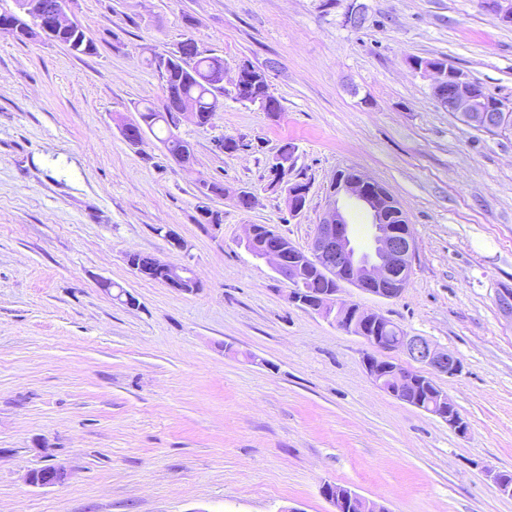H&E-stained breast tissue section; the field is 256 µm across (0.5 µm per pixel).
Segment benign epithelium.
I'll return each instance as SVG.
<instances>
[{
    "label": "benign epithelium",
    "instance_id": "1",
    "mask_svg": "<svg viewBox=\"0 0 512 512\" xmlns=\"http://www.w3.org/2000/svg\"><path fill=\"white\" fill-rule=\"evenodd\" d=\"M69 0H15V16L21 22L16 32L34 30L37 35L59 42L63 32L79 28V24L67 16ZM487 8L502 21H512V3L509 0H486ZM366 14V5L360 0H346L343 12L344 23L356 28ZM423 71L435 75L432 90L435 99L450 112H454L471 125L491 130H499L512 124V104L501 99H491L483 88L470 81L463 73L448 70V76L438 73L435 66H425ZM235 92L242 103H254L274 116L276 102L267 98L254 99L250 76L239 67ZM185 118L196 119V111L189 101L181 103L169 121L172 131H177ZM375 181L366 177L358 169H351L349 175H336L332 182L331 195L323 217L318 224L316 236L309 251L290 252L281 238L274 232H263L249 225L245 245L257 247L255 258L262 260L289 284V302L315 311L325 316H334L336 326L354 336L363 338L370 345L384 348L380 338L368 334L370 325L389 326L388 318L381 314L364 310L354 303H342L334 292H320L317 296L308 295V290L298 289L297 283L304 278L303 268L315 265L328 278L336 279L337 285L349 284L364 293L385 299L397 297L406 288L411 274V261L416 244L406 224L387 223V209L398 206L390 196H378L373 192ZM308 190L303 187H288L289 214L297 217L305 209ZM345 197L371 219L372 246L370 251L359 249L353 227L339 206L340 198ZM126 263L138 276L154 280L160 279L168 287L181 294L193 295L201 289V283L189 263L171 264L154 256L142 260L136 252L126 254ZM395 350L402 352L408 360L435 373L453 376L461 371V362L455 354L437 348L427 338L404 333L399 337ZM367 375L378 388L418 409L431 413L460 432L466 424L455 405L442 392L434 394V401L422 405L418 399L405 396V386L414 384L411 378L413 369L385 357L376 361L365 360ZM68 477L67 471L59 466H51L41 472H30L27 480L30 485L46 487L59 485ZM322 496L332 504L334 512H387V509L369 501L352 490L326 483L321 488Z\"/></svg>",
    "mask_w": 512,
    "mask_h": 512
}]
</instances>
